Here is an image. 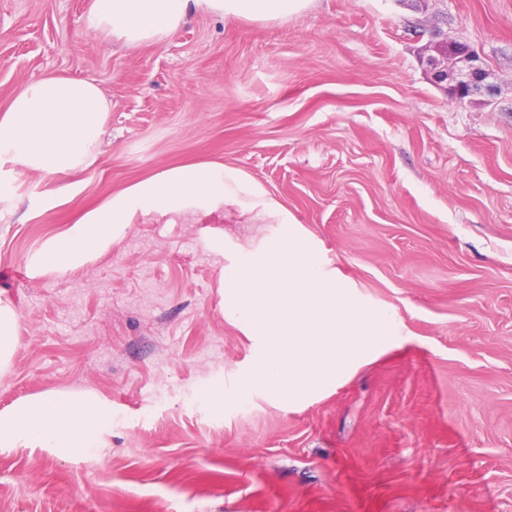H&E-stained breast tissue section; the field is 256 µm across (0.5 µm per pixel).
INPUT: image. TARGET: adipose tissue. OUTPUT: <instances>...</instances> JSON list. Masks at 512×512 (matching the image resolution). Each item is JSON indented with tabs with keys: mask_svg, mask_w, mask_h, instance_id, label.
Segmentation results:
<instances>
[{
	"mask_svg": "<svg viewBox=\"0 0 512 512\" xmlns=\"http://www.w3.org/2000/svg\"><path fill=\"white\" fill-rule=\"evenodd\" d=\"M311 0H94L84 27L128 47L149 46L196 12L256 21L285 19ZM109 106L93 81L48 74L26 83L0 114V158L46 175L92 164ZM112 424V405L97 395L51 394L0 412V447L36 445L62 454L90 447Z\"/></svg>",
	"mask_w": 512,
	"mask_h": 512,
	"instance_id": "ef3b65f1",
	"label": "adipose tissue"
}]
</instances>
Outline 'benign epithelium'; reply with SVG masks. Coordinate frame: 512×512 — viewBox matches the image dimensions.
Here are the masks:
<instances>
[{
  "mask_svg": "<svg viewBox=\"0 0 512 512\" xmlns=\"http://www.w3.org/2000/svg\"><path fill=\"white\" fill-rule=\"evenodd\" d=\"M431 44L436 55L427 59L431 75L440 81L452 84V95L463 100L477 93L493 95L496 90L493 74L486 68L479 53L464 42L448 43L440 38L439 32L431 33ZM453 58V67L443 65L447 58Z\"/></svg>",
  "mask_w": 512,
  "mask_h": 512,
  "instance_id": "obj_1",
  "label": "benign epithelium"
}]
</instances>
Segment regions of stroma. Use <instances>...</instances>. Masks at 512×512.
Instances as JSON below:
<instances>
[{
    "label": "stroma",
    "mask_w": 512,
    "mask_h": 512,
    "mask_svg": "<svg viewBox=\"0 0 512 512\" xmlns=\"http://www.w3.org/2000/svg\"><path fill=\"white\" fill-rule=\"evenodd\" d=\"M93 0H0V109L47 74L110 106L92 165L0 160V297L18 348L0 411L86 393L115 424L73 454L0 448V512H512V0H314L284 20L198 13L158 44L90 36ZM471 44L494 95L429 75L430 29ZM221 163L315 236L403 336L336 389L289 406L233 394L248 336L220 306V235L265 214H137L67 271L26 262L109 196Z\"/></svg>",
    "instance_id": "35a3bbf8"
}]
</instances>
